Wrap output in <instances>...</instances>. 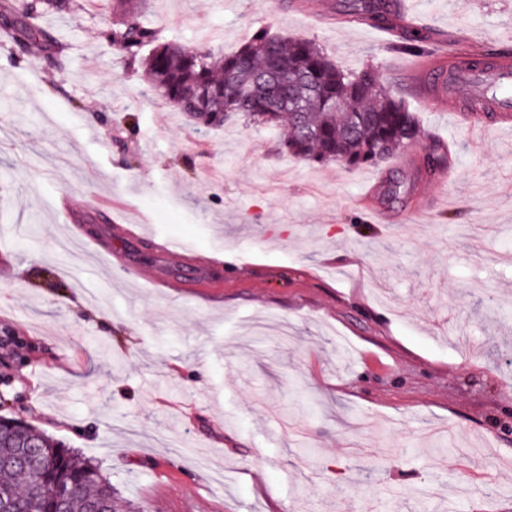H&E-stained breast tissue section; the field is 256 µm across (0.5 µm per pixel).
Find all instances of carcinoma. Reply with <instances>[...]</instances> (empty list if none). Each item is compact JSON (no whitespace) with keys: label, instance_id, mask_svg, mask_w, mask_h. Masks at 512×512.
Wrapping results in <instances>:
<instances>
[{"label":"carcinoma","instance_id":"1","mask_svg":"<svg viewBox=\"0 0 512 512\" xmlns=\"http://www.w3.org/2000/svg\"><path fill=\"white\" fill-rule=\"evenodd\" d=\"M348 15L379 26L389 21L390 0H349ZM71 8L70 0H0V16L11 17L0 31L22 54L38 49L44 62L58 67L52 40L39 24L48 12ZM119 14L108 32L112 43L144 66L152 94L192 122L219 128L240 117L283 131L280 149L299 161L349 168L378 165L420 137L415 112L383 86L379 72L341 68L307 38L280 36L262 27L233 53L215 57L202 44L186 48L160 42L140 19L133 0H116ZM430 35L408 29L398 48L422 55ZM269 74L278 88L306 112L270 107L252 94L260 75ZM43 462L32 470L20 458ZM0 494L13 502V512H91L106 502L112 512L122 505L112 484L98 469L78 461L59 442L27 424L0 416Z\"/></svg>","mask_w":512,"mask_h":512}]
</instances>
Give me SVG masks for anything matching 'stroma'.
<instances>
[{
	"label": "stroma",
	"instance_id": "1",
	"mask_svg": "<svg viewBox=\"0 0 512 512\" xmlns=\"http://www.w3.org/2000/svg\"><path fill=\"white\" fill-rule=\"evenodd\" d=\"M148 2L162 41L228 54L264 27L374 67L421 136L349 169L248 120L196 125L108 40L112 0L43 16L65 68L0 38V415L93 463L126 512H512V129L476 144L428 111L370 26ZM405 4L439 42L512 35V0ZM383 176L399 194L364 207ZM110 219L135 233L117 263L60 249Z\"/></svg>",
	"mask_w": 512,
	"mask_h": 512
}]
</instances>
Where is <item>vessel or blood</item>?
Returning a JSON list of instances; mask_svg holds the SVG:
<instances>
[{
    "label": "vessel or blood",
    "mask_w": 512,
    "mask_h": 512,
    "mask_svg": "<svg viewBox=\"0 0 512 512\" xmlns=\"http://www.w3.org/2000/svg\"><path fill=\"white\" fill-rule=\"evenodd\" d=\"M403 77L434 111L458 114L475 140H482L491 124L512 122L510 56L438 51L416 59Z\"/></svg>",
    "instance_id": "vessel-or-blood-1"
}]
</instances>
